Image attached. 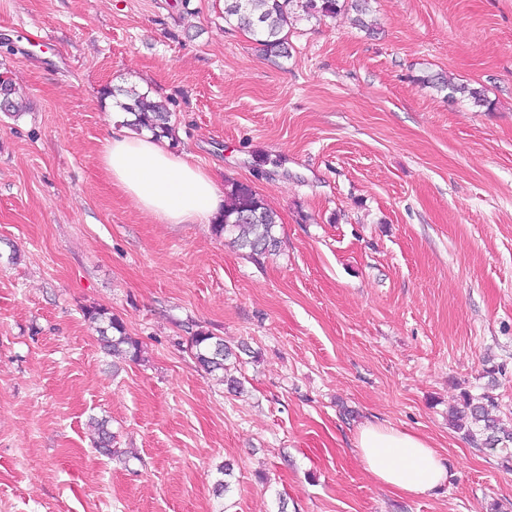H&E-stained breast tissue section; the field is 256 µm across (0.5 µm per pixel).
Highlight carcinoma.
I'll use <instances>...</instances> for the list:
<instances>
[{
    "label": "carcinoma",
    "instance_id": "1",
    "mask_svg": "<svg viewBox=\"0 0 512 512\" xmlns=\"http://www.w3.org/2000/svg\"><path fill=\"white\" fill-rule=\"evenodd\" d=\"M350 10L356 14V25L368 27L364 16L370 10V0H224V21L236 23L239 29L255 37L266 55L286 58L289 56L288 33L298 21L332 17ZM418 82L447 92V99L451 102L466 99L473 106L487 110L492 106L483 88L468 83H451L439 73L423 75ZM125 95L127 103L122 105V109L134 116L130 123L133 130L146 129L159 138L173 136L172 112L166 102L154 101L133 89L125 91ZM225 200L224 215L211 225L216 237L224 238L252 257L277 250L280 244L276 236L278 216L256 190L247 184L233 182L225 192ZM84 315L95 325L107 354L124 361L141 358L139 342L127 334L122 321L108 309L92 306L85 309ZM190 342L202 367L210 372L225 370L224 361L230 357L231 351L224 346L222 339L201 330L191 336ZM462 406V417L470 424L467 436L472 443L491 451L508 449V444H512V430L505 429L502 420L491 415V410L499 407L496 399L485 396L480 401L465 391ZM90 427L95 435L96 450L104 455L117 453V449L112 447L107 419L93 418Z\"/></svg>",
    "mask_w": 512,
    "mask_h": 512
}]
</instances>
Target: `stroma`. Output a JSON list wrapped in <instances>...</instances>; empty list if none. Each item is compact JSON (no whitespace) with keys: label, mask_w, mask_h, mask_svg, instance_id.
Here are the masks:
<instances>
[{"label":"stroma","mask_w":512,"mask_h":512,"mask_svg":"<svg viewBox=\"0 0 512 512\" xmlns=\"http://www.w3.org/2000/svg\"><path fill=\"white\" fill-rule=\"evenodd\" d=\"M371 6L379 34L302 20L276 58L224 0H0L25 105L0 112V512H512L502 452L448 421L490 391L512 426V0ZM436 72L493 111L419 83ZM106 86L166 101L174 152L260 193L279 252L115 190ZM91 306L139 361L113 368ZM197 330L232 349L243 394L197 364ZM368 422L432 442L437 495L365 472ZM87 320L95 325L104 351L112 357L124 361H137L141 358V345L129 336L125 326L117 317L100 306L85 309ZM108 420L101 418H92L90 427L92 428L95 439V449L104 455H114L118 453L116 448H112V433L108 429Z\"/></svg>","instance_id":"1"}]
</instances>
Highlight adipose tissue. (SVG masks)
Wrapping results in <instances>:
<instances>
[{
    "label": "adipose tissue",
    "instance_id": "adipose-tissue-1",
    "mask_svg": "<svg viewBox=\"0 0 512 512\" xmlns=\"http://www.w3.org/2000/svg\"><path fill=\"white\" fill-rule=\"evenodd\" d=\"M101 163L113 186L157 223L207 224L224 213L214 176L150 132L113 129L102 145ZM355 446L365 471L403 495H434L448 478L445 459L419 434L368 423L359 429Z\"/></svg>",
    "mask_w": 512,
    "mask_h": 512
}]
</instances>
